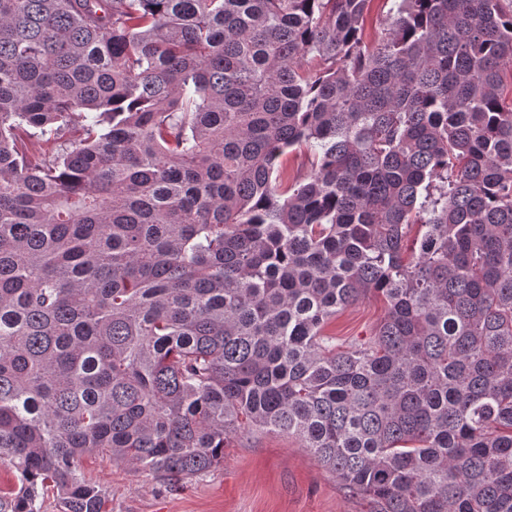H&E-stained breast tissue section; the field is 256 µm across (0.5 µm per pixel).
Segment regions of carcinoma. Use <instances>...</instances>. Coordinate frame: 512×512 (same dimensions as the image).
I'll return each mask as SVG.
<instances>
[{"label": "carcinoma", "instance_id": "cac0c4a2", "mask_svg": "<svg viewBox=\"0 0 512 512\" xmlns=\"http://www.w3.org/2000/svg\"><path fill=\"white\" fill-rule=\"evenodd\" d=\"M371 2L0 0V512L253 430L373 512H512V0L368 44ZM385 304L376 295H370L357 304L338 313L325 327L324 334L332 336L336 349H347L354 343L373 336L384 317Z\"/></svg>", "mask_w": 512, "mask_h": 512}]
</instances>
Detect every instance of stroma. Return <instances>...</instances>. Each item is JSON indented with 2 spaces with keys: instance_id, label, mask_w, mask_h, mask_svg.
<instances>
[{
  "instance_id": "stroma-1",
  "label": "stroma",
  "mask_w": 512,
  "mask_h": 512,
  "mask_svg": "<svg viewBox=\"0 0 512 512\" xmlns=\"http://www.w3.org/2000/svg\"><path fill=\"white\" fill-rule=\"evenodd\" d=\"M385 304L368 296L338 313L325 328L337 349L373 336ZM79 468L106 491L112 512H371L291 435L253 431L235 438L224 461L203 476L177 485L97 453Z\"/></svg>"
}]
</instances>
